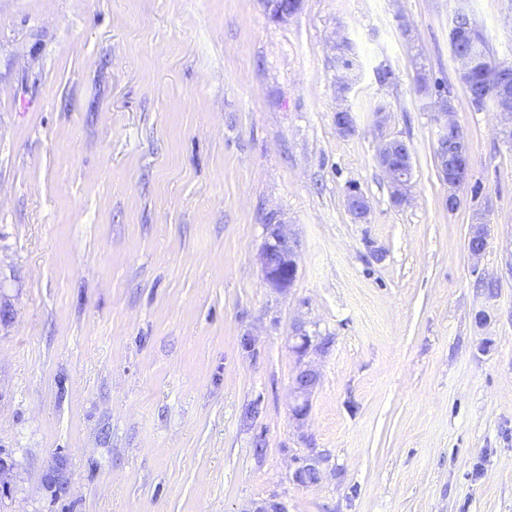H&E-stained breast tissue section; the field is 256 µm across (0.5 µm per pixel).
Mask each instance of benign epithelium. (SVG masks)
I'll use <instances>...</instances> for the list:
<instances>
[{
	"label": "benign epithelium",
	"mask_w": 512,
	"mask_h": 512,
	"mask_svg": "<svg viewBox=\"0 0 512 512\" xmlns=\"http://www.w3.org/2000/svg\"><path fill=\"white\" fill-rule=\"evenodd\" d=\"M266 10L277 21H285L296 14L303 0H263ZM475 24L468 14H457V22L450 28V42L457 45L463 39L474 34ZM457 71L470 75L476 70H483L485 94L497 100L495 112L502 120V134L507 136L512 131V64L500 62L489 65L485 53L476 43H471L467 49L453 52ZM433 108L440 125L446 129V136L438 142L436 168L448 186L449 206L460 202L459 189L467 180L471 164L469 142L460 126L454 119V112L448 109V99L443 90L434 93ZM401 140L385 138L382 140L377 154L379 166L390 181L391 201L402 206L408 201L410 175L409 170L390 162ZM347 206L356 211L359 220L367 218L370 206L363 192H356L347 197ZM486 224H473L467 239L469 254L480 258L487 247ZM300 259V241L298 237L286 229V225H264L263 241L259 250V260L265 283L272 290L286 293L292 288L297 276ZM293 348L299 355V366L292 380L293 402L290 407L292 419L299 425L306 422L310 409L311 398L319 385L320 374L317 368L306 357L310 350L322 349L324 344L317 342V337L311 335L303 322L294 327ZM323 458L319 455H309L297 460V465L291 473V480L297 485L307 484V476H312L313 482H318L322 476ZM244 512H286L282 502L271 496L256 501Z\"/></svg>",
	"instance_id": "benign-epithelium-1"
}]
</instances>
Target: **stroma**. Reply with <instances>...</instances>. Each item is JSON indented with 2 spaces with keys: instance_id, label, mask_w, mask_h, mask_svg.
<instances>
[{
  "instance_id": "obj_1",
  "label": "stroma",
  "mask_w": 512,
  "mask_h": 512,
  "mask_svg": "<svg viewBox=\"0 0 512 512\" xmlns=\"http://www.w3.org/2000/svg\"><path fill=\"white\" fill-rule=\"evenodd\" d=\"M460 10L512 62V0H0V512H512V141L459 81ZM421 74L470 145L453 212ZM273 219L301 245L284 294ZM300 321L323 344L301 427ZM312 453L322 480L292 483ZM266 10L277 21H285L296 14L303 0H263ZM399 143H403L399 138L383 139L378 149L377 159L379 166L389 178L392 203L402 206L408 201L409 170H412V155H409L410 169L392 164L389 158L397 150ZM286 224H265L259 260L265 283L272 290L286 293L297 276L300 241Z\"/></svg>"
}]
</instances>
